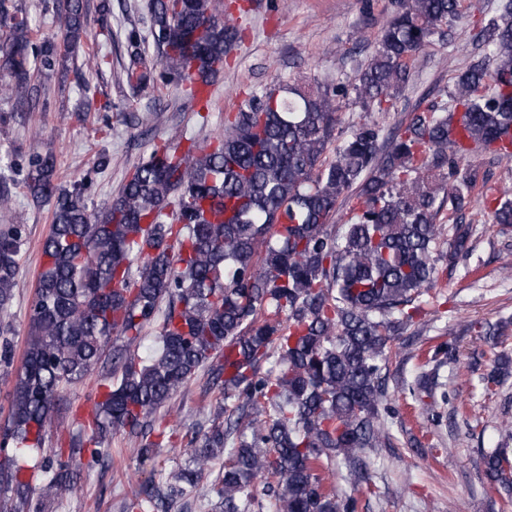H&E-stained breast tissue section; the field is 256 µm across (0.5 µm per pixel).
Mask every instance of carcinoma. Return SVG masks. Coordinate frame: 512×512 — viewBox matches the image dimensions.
<instances>
[{
  "label": "carcinoma",
  "mask_w": 512,
  "mask_h": 512,
  "mask_svg": "<svg viewBox=\"0 0 512 512\" xmlns=\"http://www.w3.org/2000/svg\"><path fill=\"white\" fill-rule=\"evenodd\" d=\"M462 4L398 0L352 86L355 97L394 109L409 60L443 35ZM54 20L64 45L76 47L90 25L87 0H63ZM0 29L9 33L0 93L28 104L40 94L37 79L66 56L49 38L34 41L29 14L6 0ZM149 34L160 60L145 59L130 29L127 82L150 93L187 81L185 96L207 106L197 83L224 69L239 31L213 12L212 0H150ZM479 38L489 52L455 77L451 110L434 104L387 136L363 123L338 142L339 88L283 80L276 93L252 95L209 146L154 149L102 213L88 205L87 179L63 187L53 154L31 156L24 187L50 206L52 220L16 369L9 336L25 225L0 229V379L12 385L3 443L42 446L56 398L108 365L71 449L90 444L92 455L107 456V436L121 432L139 464L153 463L163 436L157 413L202 371L220 401L210 426L192 437V464L123 499L120 512H166L181 484L202 481L216 512L262 508L258 481L278 488L275 512H357V498L340 496L319 472L343 460L361 478L371 453L391 444L389 344L416 324L417 299L437 282L443 210L448 260L470 250L472 227L454 216L476 174L454 178L453 158L489 151L512 159V0ZM172 197L173 216L165 213ZM353 198L361 205L336 225ZM490 212L493 223L512 224V198L495 197ZM156 320L157 346L143 358L132 346ZM511 375L512 359L501 354L481 380L488 390ZM217 457L224 466L214 474ZM482 459L495 489L512 495L509 444ZM43 469L35 489L16 458H1L0 491L22 499L0 498V512H24L23 496L44 501L77 477L57 458Z\"/></svg>",
  "instance_id": "cac0c4a2"
}]
</instances>
